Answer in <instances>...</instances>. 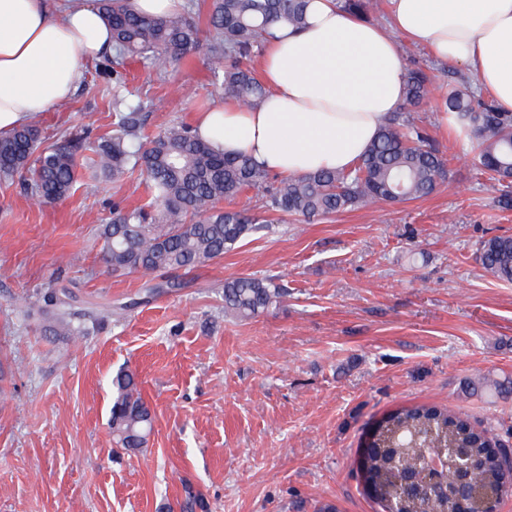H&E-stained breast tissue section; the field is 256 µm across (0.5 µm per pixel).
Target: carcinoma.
Returning <instances> with one entry per match:
<instances>
[{"instance_id":"cac0c4a2","label":"carcinoma","mask_w":512,"mask_h":512,"mask_svg":"<svg viewBox=\"0 0 512 512\" xmlns=\"http://www.w3.org/2000/svg\"><path fill=\"white\" fill-rule=\"evenodd\" d=\"M112 27V134L90 141L66 136L41 147L39 130L26 125L0 136V179L26 175L27 190L42 205L68 196L76 182L79 158L86 150L98 157L99 169L119 181L140 172L149 179L153 202L117 208L103 229V259L112 271L188 274L224 255L261 225L241 210H219L216 203L246 189L263 193L268 212L303 218L328 217L357 204L405 202L431 195L448 178V166L431 143L412 108L425 98L431 77L420 69L405 76L403 107L385 117L378 137L353 165L322 170L272 183V177L245 154L226 157L195 132L172 127L148 138L142 135L147 105L120 96L119 68L129 57L163 68L196 51L202 31L191 13L158 18L133 11L128 0H99ZM306 0H214L209 16L210 54L221 67L224 96L250 103L265 87L250 67L277 23L300 27ZM341 7L367 19L373 0H341ZM444 110L479 140L476 166L493 183L512 177V112L494 101L452 91ZM482 268L512 283V236L483 240L477 250ZM285 296L272 280L238 277L224 281V313L252 318L278 307ZM66 292L51 290L38 311L48 331H71L59 308ZM492 389L512 395V380L479 377L467 383L472 393ZM111 429L123 448H143L152 430V413L134 375L120 369L112 378ZM496 427H476L448 407L415 406L387 413L375 427L372 447L364 449V485L385 512H454L455 497L472 501L484 512L489 500L508 491L506 451ZM448 464V475L431 469L434 459Z\"/></svg>"}]
</instances>
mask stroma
I'll return each instance as SVG.
<instances>
[{
  "label": "stroma",
  "mask_w": 512,
  "mask_h": 512,
  "mask_svg": "<svg viewBox=\"0 0 512 512\" xmlns=\"http://www.w3.org/2000/svg\"><path fill=\"white\" fill-rule=\"evenodd\" d=\"M401 49L433 78L412 110L447 160L433 194L304 220L265 216L261 194L244 191L221 208L264 227L120 315L103 305L140 298L146 279L108 268L99 234L113 203L150 202L145 177L114 184L87 151L73 192L51 205L30 199L24 177L0 179V512H381L361 449L401 406L452 407L495 424L512 449V397L463 390L512 379V284L477 260L481 240L512 235V209L476 170V139L442 119V100L473 88V72ZM125 74L148 104L147 135L224 102L204 48L167 70L133 59ZM33 122L47 146L110 134L108 56L84 63L73 97ZM243 276L288 295L253 318L225 315L224 282ZM51 288L71 294L87 335L44 334L27 305ZM121 368L153 416L136 451L111 436Z\"/></svg>",
  "instance_id": "1"
}]
</instances>
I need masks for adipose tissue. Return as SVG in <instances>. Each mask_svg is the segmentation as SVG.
<instances>
[{
  "label": "adipose tissue",
  "instance_id": "obj_1",
  "mask_svg": "<svg viewBox=\"0 0 512 512\" xmlns=\"http://www.w3.org/2000/svg\"><path fill=\"white\" fill-rule=\"evenodd\" d=\"M304 27H283L260 60L266 93L199 113L195 131L283 178L352 165L404 102L403 35L469 68L512 110V0H390V29L309 0ZM112 48L94 0H0V135L75 93L82 63Z\"/></svg>",
  "mask_w": 512,
  "mask_h": 512
}]
</instances>
